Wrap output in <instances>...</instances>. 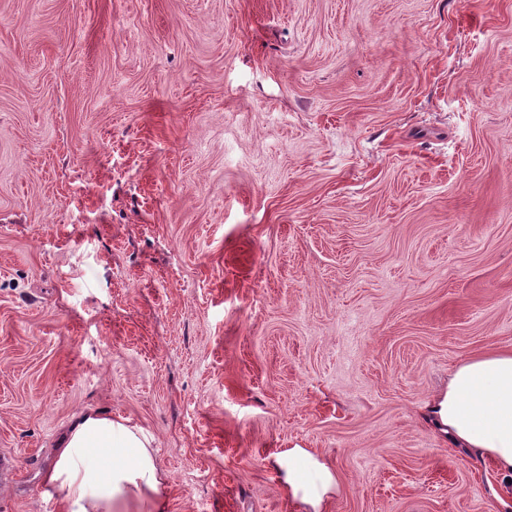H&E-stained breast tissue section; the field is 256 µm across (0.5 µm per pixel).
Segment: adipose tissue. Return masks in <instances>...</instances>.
<instances>
[{
  "label": "adipose tissue",
  "instance_id": "obj_1",
  "mask_svg": "<svg viewBox=\"0 0 512 512\" xmlns=\"http://www.w3.org/2000/svg\"><path fill=\"white\" fill-rule=\"evenodd\" d=\"M429 411L453 445L475 450L512 479V350L462 359ZM43 483L61 493L63 512H121L132 500L166 510L150 437L98 411L70 422Z\"/></svg>",
  "mask_w": 512,
  "mask_h": 512
}]
</instances>
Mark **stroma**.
Wrapping results in <instances>:
<instances>
[{"mask_svg":"<svg viewBox=\"0 0 512 512\" xmlns=\"http://www.w3.org/2000/svg\"><path fill=\"white\" fill-rule=\"evenodd\" d=\"M512 349V0H0V512L82 412L166 512H502L428 418Z\"/></svg>","mask_w":512,"mask_h":512,"instance_id":"stroma-1","label":"stroma"}]
</instances>
